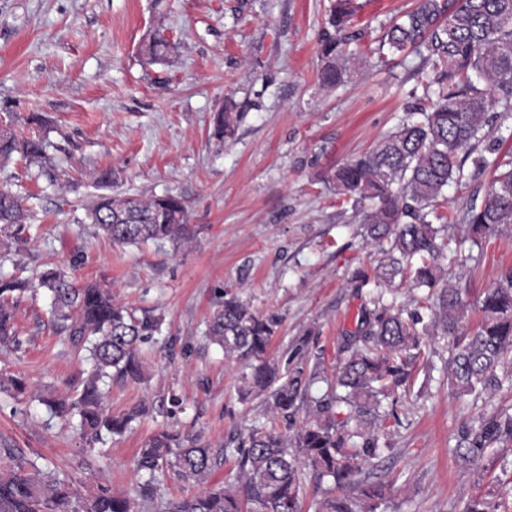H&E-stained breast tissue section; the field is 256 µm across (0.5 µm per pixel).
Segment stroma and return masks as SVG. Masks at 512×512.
<instances>
[{
  "label": "stroma",
  "mask_w": 512,
  "mask_h": 512,
  "mask_svg": "<svg viewBox=\"0 0 512 512\" xmlns=\"http://www.w3.org/2000/svg\"><path fill=\"white\" fill-rule=\"evenodd\" d=\"M357 2L351 48L364 61L345 85L328 89L317 77L318 48L333 0H0V103L18 100L23 112L45 116L52 161L43 168L16 154L0 168V184L24 196L35 226L31 243L0 261V277L31 284L15 309L23 344L0 349V373L23 376L31 394H0V457L12 452L85 497L106 483L138 499L140 512L208 483L236 484L231 457L204 484L167 472L149 501L139 496L135 468L138 448L163 430L214 448L256 426L287 430L266 397L240 396L244 365L205 337L227 288L278 320L271 358L287 361L300 346L333 372L344 332L377 286L360 284L357 272L382 271L387 254L367 243L362 212L323 177L425 102L420 58L378 49L415 0ZM156 30L174 49L152 63L140 45ZM228 98L242 117L219 140L213 116ZM103 170L111 174L105 183L97 180ZM464 174L445 190L459 238L493 178L470 160ZM128 193L183 197L194 236L175 247L94 235L86 205ZM465 256L440 268L446 279H463L474 301L512 267V232ZM52 267L79 284L108 283L120 302L163 319L161 335L140 347L143 380L113 382L107 393L113 414L137 405L146 413L104 445L88 446L43 403L73 396L90 369L48 320L51 296L37 282ZM448 357L446 341L427 338L396 419L378 432L387 450L364 465L356 486L307 476L302 512L357 496L363 483L391 487L377 512H464L470 497L490 490L512 502V447L473 462L456 453L462 424L512 406V364L501 391L466 396L448 383Z\"/></svg>",
  "instance_id": "stroma-1"
}]
</instances>
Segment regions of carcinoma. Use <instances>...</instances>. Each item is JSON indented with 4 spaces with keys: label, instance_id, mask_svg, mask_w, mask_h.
<instances>
[{
    "label": "carcinoma",
    "instance_id": "cac0c4a2",
    "mask_svg": "<svg viewBox=\"0 0 512 512\" xmlns=\"http://www.w3.org/2000/svg\"><path fill=\"white\" fill-rule=\"evenodd\" d=\"M356 11L354 0H336L332 30L319 45L322 86L336 88L350 76L357 56L347 49L357 35L347 24ZM382 45L394 53L422 56L425 91L435 100L430 107L412 110L418 119L402 121L370 151L327 174L325 183L336 194L356 204H369L363 222L371 241L390 244L384 273L392 281L410 274L413 286L436 294L431 326L404 306L384 302L383 293L370 298L356 326L344 336L336 365V386L345 394L327 393L316 399L310 389L320 375L306 370L304 361L280 371L269 359L277 326L251 309L237 295L224 292L208 328L209 340L229 360L247 363L241 392H270L274 413L293 425L305 411L307 421L293 437L253 428L221 448L201 444L195 436L162 431L146 440L138 453L137 471L144 482L141 495L154 498L158 474L174 469L185 477L205 480L224 457L237 458L239 490L214 486L182 500L160 502V512H301L300 492L304 460L320 477L343 487L356 483L364 462L379 451L374 431L390 413H380L382 400L407 391L411 365L423 337L440 336L450 344L449 372L453 385L466 394H493L503 381L498 368L512 355V269L500 273L478 302L482 319L477 328L461 333L465 309L470 306L459 283L436 274L438 261L450 250L448 224L452 218L438 211L447 203L444 189L463 176L457 162L461 153L477 150L490 132L486 114L498 103L512 112V0H418L414 9L393 22ZM173 45L154 33L141 45L150 61L167 57ZM237 122L235 104L227 99L216 111L213 135L221 140ZM45 124L37 112L28 113L29 134L12 123L0 128V161L15 153L31 163H47L46 142L39 134ZM499 174L482 202L465 215L468 238L475 244L495 239L512 229V159L496 162ZM87 218L95 228L123 245L154 241L177 247L193 236L183 199L174 195L144 200L135 195H99L89 205ZM21 199L0 187V236L9 251L30 239ZM40 285L53 294L51 315L68 332L72 345L88 352L91 371L79 395L71 402L45 398L56 415L78 413L83 432L94 443L120 435L140 415L133 408L112 415L105 405L106 380H138L142 364L138 347L161 332V319L135 315L119 303L112 290L97 284L78 285L54 270L43 273ZM26 284L0 279V346L19 347L21 340L12 308ZM18 398L28 393L21 376L0 379V391ZM355 423L356 430L348 429ZM512 445V413L501 410L462 426L457 451L466 460L484 456L490 448ZM383 485H369L356 498L334 497L318 512H377ZM500 503L485 496L471 498L465 512H498ZM128 497L109 488L81 497L73 484L25 469L21 463L0 470V512H134Z\"/></svg>",
    "mask_w": 512,
    "mask_h": 512
}]
</instances>
